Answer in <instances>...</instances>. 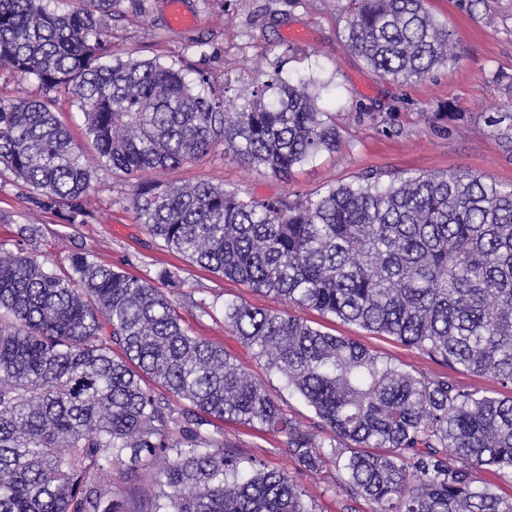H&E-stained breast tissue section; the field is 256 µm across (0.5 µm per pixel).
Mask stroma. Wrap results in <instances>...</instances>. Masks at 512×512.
<instances>
[{"instance_id": "1", "label": "stroma", "mask_w": 512, "mask_h": 512, "mask_svg": "<svg viewBox=\"0 0 512 512\" xmlns=\"http://www.w3.org/2000/svg\"><path fill=\"white\" fill-rule=\"evenodd\" d=\"M169 2L143 0L142 14L134 16L130 0H117L113 7L117 18L109 31L113 54L131 53L159 61L180 69L191 82L196 81L198 70H205L223 85L229 98L244 84L276 69L294 77L314 78L319 105L335 113L342 142L336 151L317 155L285 179L219 147L194 163L152 172V180L206 181L259 199L314 198L370 170L391 174L465 170L512 183V157L503 153L485 122L489 113L512 97L503 82L512 76V0H487L486 6L473 11L465 0H428L434 18L453 32L458 59L451 68L406 84L382 78L349 52L342 38L347 0H180L183 11L194 18L182 27L169 24ZM0 96L50 98L75 140L83 144L93 186L90 218L83 224H69L33 208L28 188L10 174H1L0 244L13 247L20 228L34 225L38 233L25 249L56 271L68 269L69 256L77 249L94 254L103 265L151 281L157 280L162 269L175 271L179 286L172 294L193 333L223 345L284 408L303 423H312L313 412L297 397L288 396L279 379L268 374L253 351L224 327V300L238 298L278 311L286 310V303L214 275L162 247L135 216L130 204L132 181L113 174L86 142L83 116L70 94L46 93L35 78L21 79L0 69ZM444 104L463 113L447 132L428 121L429 113ZM363 112L386 116L392 130L360 120ZM300 315L332 334L364 344L406 370L438 369L419 350L392 337L312 309L301 310ZM214 427L225 441L238 445L244 456L293 476L315 497L321 512H337L335 496L325 491L328 473L299 470L280 453L278 437L232 421H218Z\"/></svg>"}]
</instances>
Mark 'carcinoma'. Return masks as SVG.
<instances>
[{
	"mask_svg": "<svg viewBox=\"0 0 512 512\" xmlns=\"http://www.w3.org/2000/svg\"><path fill=\"white\" fill-rule=\"evenodd\" d=\"M117 0H0V68L72 95L85 136L136 179V218L164 247L290 306L354 323L512 391V185L479 174L371 172L313 199L143 181L219 146L286 178L340 142L312 82L277 69L233 99L199 74L112 56ZM349 49L407 83L455 64L426 0H348ZM512 157V99L487 117ZM0 172L82 224L91 171L47 101L0 97ZM224 326L312 409L301 423L224 347L190 333L161 288L74 253L56 273L0 247V512H317L288 473L224 449L211 419L281 439L335 472L338 512H512V396L405 370L290 313L223 303ZM183 403L178 407L175 402ZM174 454L153 493L116 482Z\"/></svg>",
	"mask_w": 512,
	"mask_h": 512,
	"instance_id": "obj_1",
	"label": "carcinoma"
}]
</instances>
